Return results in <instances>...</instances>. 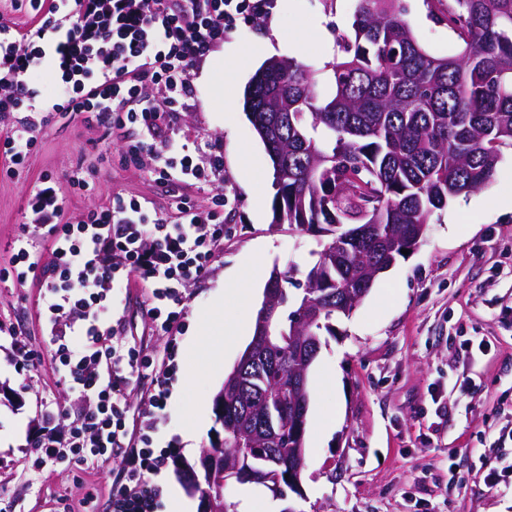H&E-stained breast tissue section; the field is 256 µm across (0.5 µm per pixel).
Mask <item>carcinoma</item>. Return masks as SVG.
Masks as SVG:
<instances>
[{
  "label": "carcinoma",
  "instance_id": "carcinoma-1",
  "mask_svg": "<svg viewBox=\"0 0 512 512\" xmlns=\"http://www.w3.org/2000/svg\"><path fill=\"white\" fill-rule=\"evenodd\" d=\"M398 0H358L345 57L332 63L335 93L322 96L310 70L272 57L244 92V111L270 158L275 219L331 239L306 276L303 294L276 285L275 304H293L280 321L275 362L258 355L249 385L224 407V443L211 447L224 466L262 470L237 449V433L277 449L279 470L297 467L288 431L269 441L255 433L279 404L292 368L288 338L334 333L331 321L360 303L379 275L413 249L437 210L481 190L512 149V0H448V27L464 43L453 56L425 50L402 19ZM307 301L318 323L294 324Z\"/></svg>",
  "mask_w": 512,
  "mask_h": 512
}]
</instances>
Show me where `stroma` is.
<instances>
[{
	"label": "stroma",
	"instance_id": "obj_1",
	"mask_svg": "<svg viewBox=\"0 0 512 512\" xmlns=\"http://www.w3.org/2000/svg\"><path fill=\"white\" fill-rule=\"evenodd\" d=\"M404 20L419 43L436 55H453L461 41L449 30L437 0H402ZM356 0H276L269 16L227 35L192 71L194 96L178 127L185 136L218 142L224 176L205 187L157 183L147 167L124 158V131L106 132L80 116L55 118L17 175L0 171V324L15 327L38 357L17 372L9 342H0V512H112L122 491L121 451L98 464L35 469V442L45 401L75 404L50 363L40 326L41 288L3 278L11 244L26 220V201L41 176L65 179L83 165L94 188L66 191V219L107 206L120 194L151 201L175 219L182 197L207 213L224 198V245L209 274L190 283L176 345L157 331L144 309L148 291L134 287L114 340L147 356L172 352L177 364L167 409L157 421L152 451L167 462L156 480L163 487L154 512H172V492L183 479L176 462L195 464L222 429L215 396L254 334L271 270L293 287L306 275L328 239L274 221L273 169L243 109L256 69L268 58H291L314 74L321 94L332 90L331 65L342 58L340 37L351 35ZM281 39L264 46L270 25ZM512 192V149L503 151L493 181L449 202L426 224L418 246L379 276L349 315L333 319L308 375V423L325 419L327 434L307 443L299 492L279 498L256 494L293 512H512V490L492 483L485 461L512 465V446L500 431L512 428V211L497 198ZM465 205L459 223L450 213ZM256 273L250 307L234 293L237 279ZM221 359L210 367L212 345ZM197 432L186 445L188 429Z\"/></svg>",
	"mask_w": 512,
	"mask_h": 512
}]
</instances>
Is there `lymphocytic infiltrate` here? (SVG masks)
<instances>
[{
    "instance_id": "1",
    "label": "lymphocytic infiltrate",
    "mask_w": 512,
    "mask_h": 512,
    "mask_svg": "<svg viewBox=\"0 0 512 512\" xmlns=\"http://www.w3.org/2000/svg\"><path fill=\"white\" fill-rule=\"evenodd\" d=\"M274 0H29V22L0 14V159L9 173L23 166L36 133L53 113L71 112L104 128L139 130L126 151L147 161L160 182L207 184L220 178L219 147L178 142L174 121L193 95L191 71L240 24L267 14ZM86 190L82 168L67 181L43 177L27 199L33 225H20L11 256L19 284L38 281L39 318L53 367L92 406L43 408L36 443L42 462H99L125 455L126 484L113 512H152L162 493L150 482L164 460L148 433L166 407L168 373L140 350L113 342L131 288H148L146 312L174 334L190 282L207 276L224 241L220 209L200 214L175 204L176 221L146 202L115 195L77 221L63 218L65 188ZM48 245L49 263L39 248ZM151 371L145 406L129 416L124 390Z\"/></svg>"
}]
</instances>
